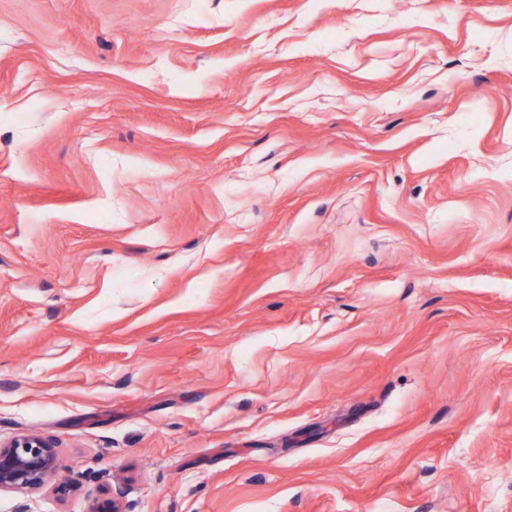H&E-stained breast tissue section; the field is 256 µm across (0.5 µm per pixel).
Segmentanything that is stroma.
Returning <instances> with one entry per match:
<instances>
[{
  "instance_id": "1",
  "label": "stroma",
  "mask_w": 512,
  "mask_h": 512,
  "mask_svg": "<svg viewBox=\"0 0 512 512\" xmlns=\"http://www.w3.org/2000/svg\"><path fill=\"white\" fill-rule=\"evenodd\" d=\"M0 512H512V0H0ZM57 448L49 436L27 433L0 441V492L29 493L54 477Z\"/></svg>"
}]
</instances>
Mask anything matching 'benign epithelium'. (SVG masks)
Returning <instances> with one entry per match:
<instances>
[{
  "label": "benign epithelium",
  "mask_w": 512,
  "mask_h": 512,
  "mask_svg": "<svg viewBox=\"0 0 512 512\" xmlns=\"http://www.w3.org/2000/svg\"><path fill=\"white\" fill-rule=\"evenodd\" d=\"M57 448L52 438L27 433L0 441V492L29 493L54 477ZM87 512H127L121 493L109 491L106 504L93 503Z\"/></svg>",
  "instance_id": "benign-epithelium-1"
}]
</instances>
